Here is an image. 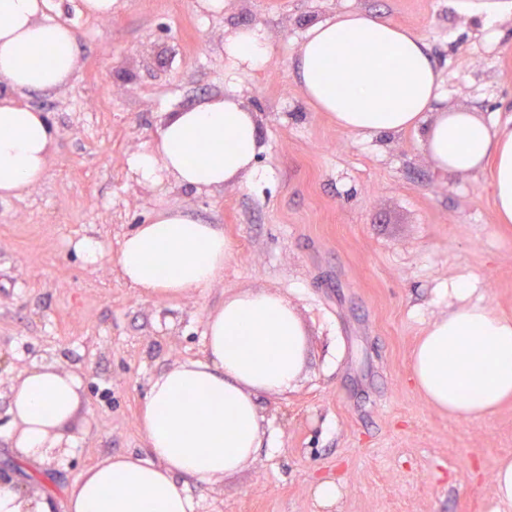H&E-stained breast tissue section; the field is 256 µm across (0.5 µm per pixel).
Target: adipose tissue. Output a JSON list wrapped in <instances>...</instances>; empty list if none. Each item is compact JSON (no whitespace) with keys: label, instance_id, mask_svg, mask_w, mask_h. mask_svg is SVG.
Listing matches in <instances>:
<instances>
[{"label":"adipose tissue","instance_id":"1","mask_svg":"<svg viewBox=\"0 0 512 512\" xmlns=\"http://www.w3.org/2000/svg\"><path fill=\"white\" fill-rule=\"evenodd\" d=\"M456 14L484 26L512 23V0H448ZM48 0H0V199L45 176L54 140L44 112L18 100L72 76L77 34L46 17ZM225 56L254 69L268 55L256 29L238 28ZM298 85L342 130L364 136L414 132L448 177L488 172L499 223H512V113L495 121L442 110L443 78L424 39L365 11L313 23L297 59ZM263 150L255 115L232 95L174 112L151 146L129 160L140 180L170 176L214 189L254 170ZM231 253L223 230L177 212L136 225L119 243L120 278L148 295L207 288ZM472 285L450 282L447 314L431 322L412 356L411 380L430 406L478 418L512 399V319L471 301ZM305 330L277 294L248 290L207 315L202 357L153 379L140 426L149 458L108 456L68 492L70 512H196L177 477L212 483L240 470L261 443L259 394L283 395L301 373ZM78 377L50 366L25 372L11 412L19 459L41 457L79 405Z\"/></svg>","mask_w":512,"mask_h":512}]
</instances>
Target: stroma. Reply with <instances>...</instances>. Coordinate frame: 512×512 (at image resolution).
Listing matches in <instances>:
<instances>
[{"label":"stroma","mask_w":512,"mask_h":512,"mask_svg":"<svg viewBox=\"0 0 512 512\" xmlns=\"http://www.w3.org/2000/svg\"><path fill=\"white\" fill-rule=\"evenodd\" d=\"M50 0L79 53L64 85L27 91L54 146L44 181L0 199V467L44 512H68V489L108 455L147 457L140 414L152 379L200 357L208 314L225 297L282 296L306 332L304 369L286 395L258 397L261 448L215 483L180 476L198 512H512L494 472L512 459V401L478 419L431 408L409 378L413 349L446 314L443 289L469 280L472 301L512 317V224L497 223L488 173L451 179L414 133L363 138L303 97L295 67L308 26L346 10L419 33L447 105L496 117L512 103V26L483 29L448 0H126L87 18ZM260 29L255 69L224 40ZM232 93L255 113L265 148L252 175L198 191L139 180L129 159L169 113ZM218 225L231 255L209 288L149 296L117 275L120 240L162 212ZM105 254L85 263L77 243ZM78 375L80 404L61 447L18 462L12 388L26 370Z\"/></svg>","instance_id":"stroma-1"}]
</instances>
